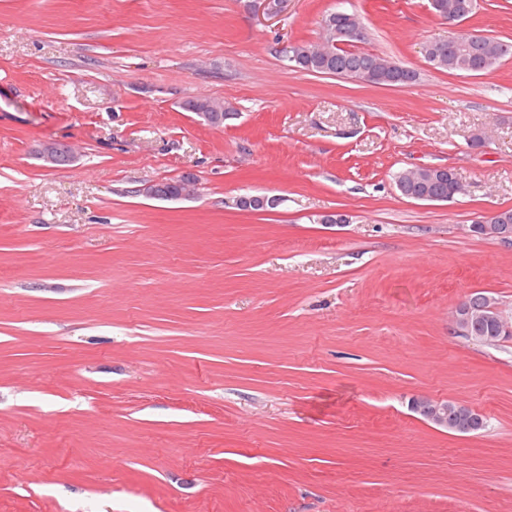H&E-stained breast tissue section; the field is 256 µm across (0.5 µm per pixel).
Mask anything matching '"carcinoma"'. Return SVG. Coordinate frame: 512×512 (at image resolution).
<instances>
[{
  "label": "carcinoma",
  "mask_w": 512,
  "mask_h": 512,
  "mask_svg": "<svg viewBox=\"0 0 512 512\" xmlns=\"http://www.w3.org/2000/svg\"><path fill=\"white\" fill-rule=\"evenodd\" d=\"M434 13L448 14L465 21L472 17L478 8V0H430ZM328 24L316 43L301 42L288 46L284 57L288 65L297 70L335 76L337 78L363 83L404 86L417 79V72L378 53L348 48L354 40L344 39V45H333V33H347L360 23L353 12L336 10L327 15ZM427 62L434 68L471 76L481 75L498 67L503 61L512 58V43L495 37H470L459 41L453 35L446 40H434L423 47ZM189 112H215L217 121L234 115L233 107L206 99H193L185 103ZM433 170L425 167L403 169L395 176V184L400 193L411 199L424 197L426 202H447L454 192L455 185L445 176L436 181ZM473 335L493 344L512 336L500 327L478 323Z\"/></svg>",
  "instance_id": "1"
}]
</instances>
